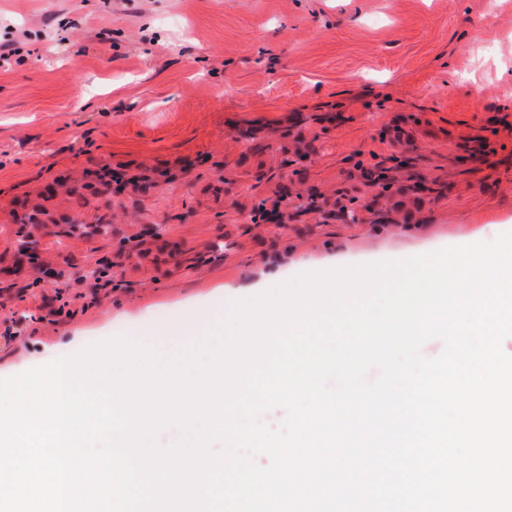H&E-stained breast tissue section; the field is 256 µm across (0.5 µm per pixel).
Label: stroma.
<instances>
[{
	"mask_svg": "<svg viewBox=\"0 0 512 512\" xmlns=\"http://www.w3.org/2000/svg\"><path fill=\"white\" fill-rule=\"evenodd\" d=\"M16 31L0 379L95 337L196 342L172 328L228 287L512 232V0H0Z\"/></svg>",
	"mask_w": 512,
	"mask_h": 512,
	"instance_id": "35a3bbf8",
	"label": "stroma"
}]
</instances>
